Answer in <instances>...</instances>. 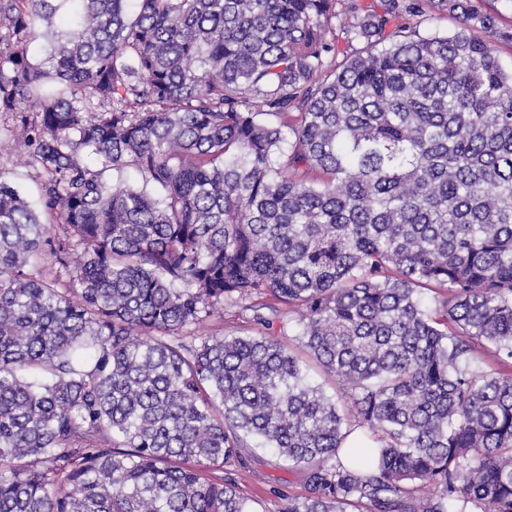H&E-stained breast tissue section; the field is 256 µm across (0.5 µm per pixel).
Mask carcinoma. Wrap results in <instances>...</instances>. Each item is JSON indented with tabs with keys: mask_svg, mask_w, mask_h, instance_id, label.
Returning a JSON list of instances; mask_svg holds the SVG:
<instances>
[{
	"mask_svg": "<svg viewBox=\"0 0 512 512\" xmlns=\"http://www.w3.org/2000/svg\"><path fill=\"white\" fill-rule=\"evenodd\" d=\"M495 41L471 0H0L42 177L40 213L0 178V512H257L220 476L251 448L304 473L280 512H512ZM227 307L258 333L186 335Z\"/></svg>",
	"mask_w": 512,
	"mask_h": 512,
	"instance_id": "obj_1",
	"label": "carcinoma"
}]
</instances>
